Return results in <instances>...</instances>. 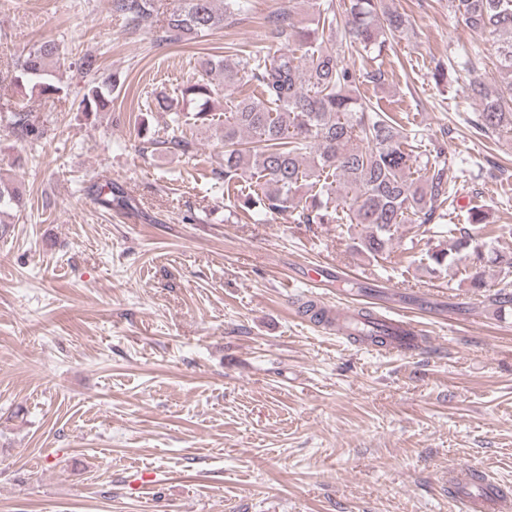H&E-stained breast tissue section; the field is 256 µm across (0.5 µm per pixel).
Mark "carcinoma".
Segmentation results:
<instances>
[{
  "label": "carcinoma",
  "mask_w": 512,
  "mask_h": 512,
  "mask_svg": "<svg viewBox=\"0 0 512 512\" xmlns=\"http://www.w3.org/2000/svg\"><path fill=\"white\" fill-rule=\"evenodd\" d=\"M222 2L219 8L216 2ZM159 0H112V11L133 24L154 19ZM312 10L310 25L297 28L291 12L268 18L267 38L279 45L274 52L233 50L218 59H207L206 70L220 72L217 83L199 80L180 90L182 102L196 106L195 121L208 120L212 102L225 96L228 87L245 81L258 93L230 100L224 113V186L241 189L237 207L264 214L289 212L298 224H354L364 233L354 248L371 257L392 249L395 234L413 224L433 237L453 240L451 247L435 246L426 252L431 271L450 270L468 260L476 266L488 261L512 275V253H503L481 240L487 215L475 207L470 224H444L445 214L436 203L455 200L457 182L465 170L448 165L445 142L422 147L418 134L395 120L391 113L355 93L360 79L381 84L386 74L374 69L363 75L342 64L339 49L327 46L324 34L336 23L334 0H307ZM463 25L490 35L508 34L501 43L500 73L505 84L489 89L478 85L480 104L471 120L475 134L486 138L512 131V0H448ZM249 0H179L178 6L158 20L154 43L170 46L192 36H204L224 28V21L248 9ZM382 0H347L344 15V47L381 53L390 38L406 29L397 12L379 17ZM61 65L58 45L45 40L30 50L17 66L15 84H32L41 95H53V82ZM119 73L101 86L88 82L80 102L85 114L112 107V93L123 88ZM160 109L171 113L163 139L150 137L144 144L164 147L183 155L193 144L181 135L184 115L166 97L157 99ZM0 112L20 139H41L44 129L30 112L11 106ZM101 203L127 207L124 192L106 184L99 190ZM356 323L368 336H378L381 326L374 313L357 312Z\"/></svg>",
  "instance_id": "cac0c4a2"
}]
</instances>
